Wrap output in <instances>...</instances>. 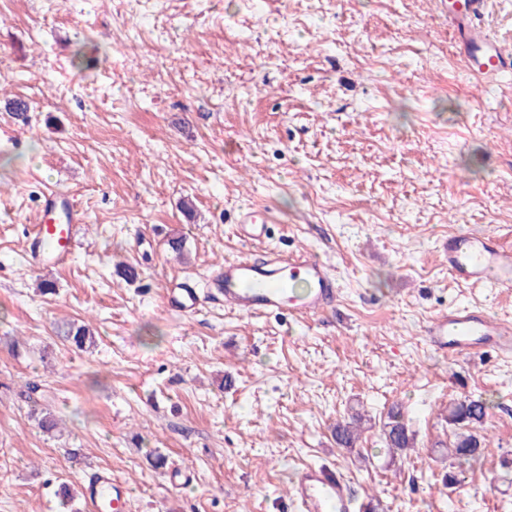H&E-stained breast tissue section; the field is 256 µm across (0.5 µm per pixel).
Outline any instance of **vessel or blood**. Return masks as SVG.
I'll use <instances>...</instances> for the list:
<instances>
[{"label": "vessel or blood", "instance_id": "1", "mask_svg": "<svg viewBox=\"0 0 512 512\" xmlns=\"http://www.w3.org/2000/svg\"><path fill=\"white\" fill-rule=\"evenodd\" d=\"M489 0H448V22L454 29L461 55L473 78L491 83L512 71V47L490 37L481 20ZM44 221L32 235V254L43 261L45 243H53V260L68 258L74 246V228L81 213L63 196L47 193L41 206ZM237 222L241 235L253 245L262 246L269 217L264 208L242 210ZM448 271L456 280L490 283L512 288V247L491 235L463 231L443 245ZM226 302L243 315L271 314L289 318H312L333 310L339 296L335 274L310 253H281L266 250L262 256L247 254L225 262L213 282ZM200 303V291L190 283H180L166 298L168 310L193 312ZM424 335L437 352L473 359L492 352L512 356V336L504 334L497 318L483 309H445L425 324ZM130 495L128 485L100 472L83 488L89 512H121ZM292 512H351L353 507L347 483L324 466H307L292 482Z\"/></svg>", "mask_w": 512, "mask_h": 512}]
</instances>
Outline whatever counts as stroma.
Instances as JSON below:
<instances>
[{
	"instance_id": "1",
	"label": "stroma",
	"mask_w": 512,
	"mask_h": 512,
	"mask_svg": "<svg viewBox=\"0 0 512 512\" xmlns=\"http://www.w3.org/2000/svg\"><path fill=\"white\" fill-rule=\"evenodd\" d=\"M52 190L84 221L43 267L29 235ZM251 206L273 217L266 248L332 266L333 312L166 309L172 283L243 253ZM463 230L512 245V74L476 84L441 0H0V512H85L56 490L98 469L129 484L127 512H284L308 465L370 512H512V357L468 362L422 333L455 307L512 325V289L449 274ZM478 397L486 448L462 463L448 408ZM395 404L416 446L393 454Z\"/></svg>"
}]
</instances>
